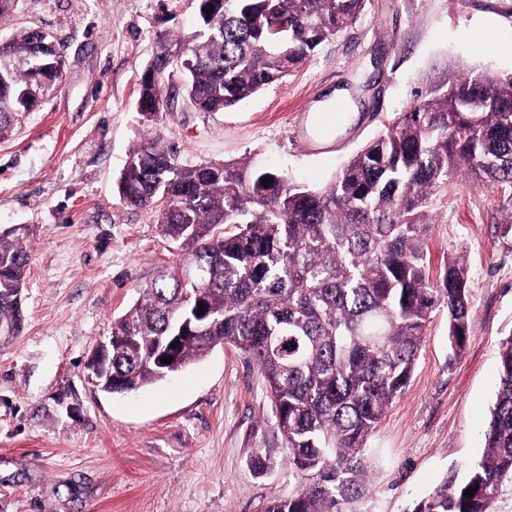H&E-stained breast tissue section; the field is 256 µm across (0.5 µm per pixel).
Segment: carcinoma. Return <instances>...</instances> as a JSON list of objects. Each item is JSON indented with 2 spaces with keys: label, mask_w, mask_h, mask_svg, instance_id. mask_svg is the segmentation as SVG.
Instances as JSON below:
<instances>
[{
  "label": "carcinoma",
  "mask_w": 512,
  "mask_h": 512,
  "mask_svg": "<svg viewBox=\"0 0 512 512\" xmlns=\"http://www.w3.org/2000/svg\"><path fill=\"white\" fill-rule=\"evenodd\" d=\"M196 2L191 35L158 36L139 82L140 109L162 111L161 87L178 47L193 61L183 85L189 103L222 112L295 72L365 5ZM64 67L43 30L20 26L0 44V141L36 108L35 82L57 85ZM461 175L509 191L512 202V74L445 66L426 77L408 109L323 188L248 162L179 166L158 140L134 148L120 196L155 210L164 236L191 255L199 277L160 272L114 321L113 384L137 391L219 344L241 350L264 376L288 465L301 478L296 495L269 501L262 512H365L367 438L406 388L432 315L448 312L455 354L470 331L466 268L450 258L431 274L425 243L427 208ZM26 238L0 232V341L18 335L24 321L14 303L26 288ZM171 336L185 340L163 364L154 352ZM499 371L481 458L462 480L445 478L413 512H490L512 480V333L500 342ZM276 464L267 448L248 462L256 476Z\"/></svg>",
  "instance_id": "carcinoma-1"
}]
</instances>
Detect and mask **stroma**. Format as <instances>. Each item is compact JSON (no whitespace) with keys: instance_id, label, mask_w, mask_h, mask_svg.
<instances>
[{"instance_id":"obj_1","label":"stroma","mask_w":512,"mask_h":512,"mask_svg":"<svg viewBox=\"0 0 512 512\" xmlns=\"http://www.w3.org/2000/svg\"><path fill=\"white\" fill-rule=\"evenodd\" d=\"M195 13V0H17L0 23V42L21 25L52 33L66 64L0 141V228L30 229L24 324L0 343V512H259L300 487L261 370L233 346L132 394L91 381L115 318L183 260L155 213L118 194L132 149L159 139L183 164L249 161L321 187L432 67L512 73V0H366L355 25L240 105L201 112L179 92L143 118L137 87L156 39L191 33ZM339 88L357 113L325 152L309 117ZM430 215L432 269L455 257L471 279L470 333L455 355L446 312L429 323L409 384L367 439L371 512H412L482 455L499 342L512 333L503 192L461 178ZM258 448L278 461L262 477L248 466Z\"/></svg>"}]
</instances>
